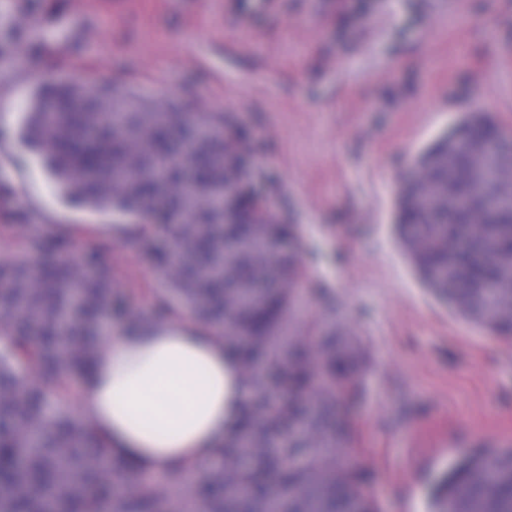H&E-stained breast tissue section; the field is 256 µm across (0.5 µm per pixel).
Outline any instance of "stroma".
Masks as SVG:
<instances>
[{
  "label": "stroma",
  "mask_w": 512,
  "mask_h": 512,
  "mask_svg": "<svg viewBox=\"0 0 512 512\" xmlns=\"http://www.w3.org/2000/svg\"><path fill=\"white\" fill-rule=\"evenodd\" d=\"M0 0V262L33 255L26 227L135 224L66 202L18 133L43 82L134 87L223 112L248 133L270 202L299 226L314 282L291 328L357 354L349 453L378 512H430L455 459L512 447V343L448 308L405 253L396 203L418 155L477 113L512 128V0H86L93 40L44 52L68 0ZM127 312H176L130 240L100 248Z\"/></svg>",
  "instance_id": "obj_1"
}]
</instances>
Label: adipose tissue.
<instances>
[{
	"label": "adipose tissue",
	"instance_id": "ef3b65f1",
	"mask_svg": "<svg viewBox=\"0 0 512 512\" xmlns=\"http://www.w3.org/2000/svg\"><path fill=\"white\" fill-rule=\"evenodd\" d=\"M250 394L222 334L184 312L107 335L74 415L131 473L182 474L175 492L190 498L197 474L224 446L225 421Z\"/></svg>",
	"mask_w": 512,
	"mask_h": 512
}]
</instances>
